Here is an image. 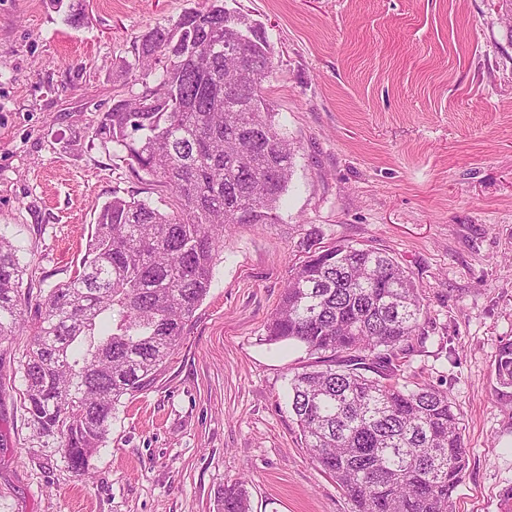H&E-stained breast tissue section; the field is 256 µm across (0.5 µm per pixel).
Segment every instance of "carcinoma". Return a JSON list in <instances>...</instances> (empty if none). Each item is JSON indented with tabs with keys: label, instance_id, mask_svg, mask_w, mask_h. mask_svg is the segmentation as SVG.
<instances>
[{
	"label": "carcinoma",
	"instance_id": "cac0c4a2",
	"mask_svg": "<svg viewBox=\"0 0 512 512\" xmlns=\"http://www.w3.org/2000/svg\"><path fill=\"white\" fill-rule=\"evenodd\" d=\"M271 54L261 26L228 14L224 0L143 37V89L116 100L95 135L134 173L158 179L178 211L112 191L79 269L36 298L32 322L19 308L24 267L0 235V341L28 332L25 410L37 441L79 476H91L122 398L180 345L208 293L224 229L277 217L295 146L262 95ZM422 317L418 288L393 257L338 243L292 266L266 323L265 341L314 357L289 380L291 411L311 458L354 512H452L466 473L448 391L392 381ZM493 371L512 387L511 340ZM216 512H250L244 482L218 493Z\"/></svg>",
	"mask_w": 512,
	"mask_h": 512
}]
</instances>
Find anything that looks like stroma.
<instances>
[{
  "mask_svg": "<svg viewBox=\"0 0 512 512\" xmlns=\"http://www.w3.org/2000/svg\"><path fill=\"white\" fill-rule=\"evenodd\" d=\"M0 0V234L24 286L80 265L113 190L170 194L94 135L142 89L141 39L205 0ZM273 48L263 92L298 148L272 224L224 237L207 296L155 378L123 400L91 478L40 447L21 406L25 337L0 343V512H353L288 406L304 348L264 341L292 263L332 243L393 256L423 298L399 385L447 390L468 468L453 512H512V10L505 0H232ZM493 371L497 383L502 387H512V341L503 343L495 355ZM215 512H250L244 481H237L218 493Z\"/></svg>",
  "mask_w": 512,
  "mask_h": 512,
  "instance_id": "1",
  "label": "stroma"
}]
</instances>
